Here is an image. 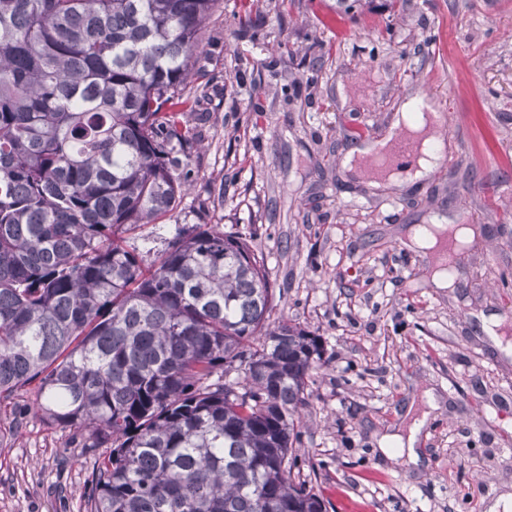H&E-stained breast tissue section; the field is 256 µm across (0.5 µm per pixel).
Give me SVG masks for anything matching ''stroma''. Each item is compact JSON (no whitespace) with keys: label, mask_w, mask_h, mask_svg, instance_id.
Segmentation results:
<instances>
[{"label":"stroma","mask_w":512,"mask_h":512,"mask_svg":"<svg viewBox=\"0 0 512 512\" xmlns=\"http://www.w3.org/2000/svg\"><path fill=\"white\" fill-rule=\"evenodd\" d=\"M219 0L186 83L198 140L186 190L144 229L145 262L177 230L242 235L275 288L273 320L319 337L297 415L298 463L326 512H490L512 502V0ZM451 149L419 183L383 191L347 169L359 139L392 135L422 90ZM465 223L459 287L438 288L411 228ZM0 404V512H85L101 448L36 410ZM417 451L387 456L408 407Z\"/></svg>","instance_id":"stroma-1"}]
</instances>
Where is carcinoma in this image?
<instances>
[{"mask_svg":"<svg viewBox=\"0 0 512 512\" xmlns=\"http://www.w3.org/2000/svg\"><path fill=\"white\" fill-rule=\"evenodd\" d=\"M216 0H0V401L98 461L87 512H325L293 474L319 338L270 323L263 257L174 211L185 92ZM241 381H224L234 363Z\"/></svg>","mask_w":512,"mask_h":512,"instance_id":"1","label":"carcinoma"}]
</instances>
